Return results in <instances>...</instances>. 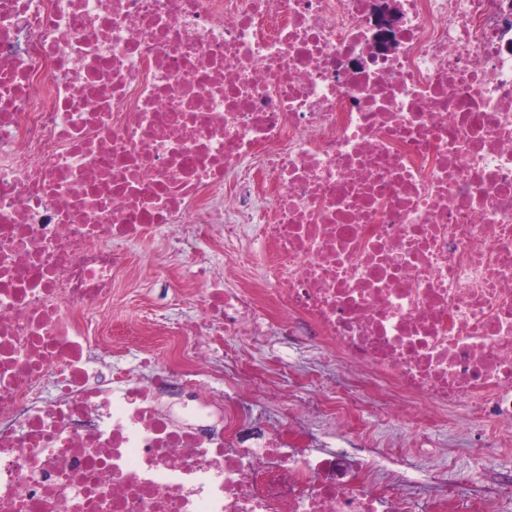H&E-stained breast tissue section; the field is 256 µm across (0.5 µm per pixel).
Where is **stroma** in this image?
<instances>
[{
	"mask_svg": "<svg viewBox=\"0 0 512 512\" xmlns=\"http://www.w3.org/2000/svg\"><path fill=\"white\" fill-rule=\"evenodd\" d=\"M133 265L144 270L145 275L120 285L119 295L113 302L114 320L118 323L137 315L155 313L156 293L148 278L150 271H165L188 278L195 269V258L191 255L173 256L154 246L135 254ZM230 343L242 359L258 370L263 369L270 353L286 358L288 370L281 381L303 403H315L324 390L340 391L351 382L348 372L325 361L320 347L309 340L284 341L270 336L256 344L249 337L234 336ZM354 425L355 432L340 431L328 417L310 413L300 422L299 440L311 448H343L354 456L368 444L377 448L404 449V456L393 458L389 467L407 476L406 493L421 503L439 492L438 485L429 478L432 472L451 468L479 486L488 483L496 473L512 469V449L483 458L476 455V448L487 446L490 441L489 433L484 429L473 430L464 438L455 436L445 426L422 432L406 420L379 419L370 406L357 414Z\"/></svg>",
	"mask_w": 512,
	"mask_h": 512,
	"instance_id": "obj_1",
	"label": "stroma"
}]
</instances>
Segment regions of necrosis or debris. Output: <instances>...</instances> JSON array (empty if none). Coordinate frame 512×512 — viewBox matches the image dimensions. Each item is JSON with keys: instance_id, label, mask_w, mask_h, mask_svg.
Listing matches in <instances>:
<instances>
[{"instance_id": "1", "label": "necrosis or debris", "mask_w": 512, "mask_h": 512, "mask_svg": "<svg viewBox=\"0 0 512 512\" xmlns=\"http://www.w3.org/2000/svg\"><path fill=\"white\" fill-rule=\"evenodd\" d=\"M376 2L0 0V512H512V471L420 507L379 449L291 443L224 343L319 342L342 429L368 387L512 446V0H384V54ZM157 242L203 285L171 283L172 352L107 364ZM398 25V18L391 10H385L376 20L375 27L378 30V44L382 50L392 48L391 35ZM243 400L248 404V409L258 418L266 423H281L287 419L281 409L261 397L259 390H254L248 395L243 396Z\"/></svg>"}]
</instances>
